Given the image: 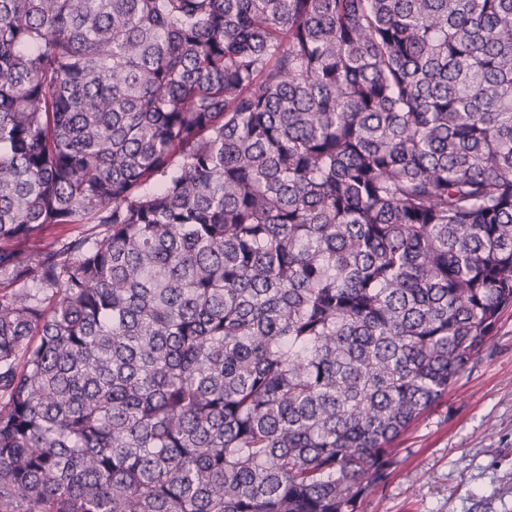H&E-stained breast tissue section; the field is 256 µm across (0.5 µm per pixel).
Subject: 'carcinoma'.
I'll return each instance as SVG.
<instances>
[{
  "mask_svg": "<svg viewBox=\"0 0 512 512\" xmlns=\"http://www.w3.org/2000/svg\"><path fill=\"white\" fill-rule=\"evenodd\" d=\"M510 308L512 0H0V512H364Z\"/></svg>",
  "mask_w": 512,
  "mask_h": 512,
  "instance_id": "cac0c4a2",
  "label": "carcinoma"
}]
</instances>
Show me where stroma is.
I'll list each match as a JSON object with an SVG mask.
<instances>
[{"mask_svg": "<svg viewBox=\"0 0 512 512\" xmlns=\"http://www.w3.org/2000/svg\"><path fill=\"white\" fill-rule=\"evenodd\" d=\"M399 446L365 512H512V311Z\"/></svg>", "mask_w": 512, "mask_h": 512, "instance_id": "obj_1", "label": "stroma"}]
</instances>
